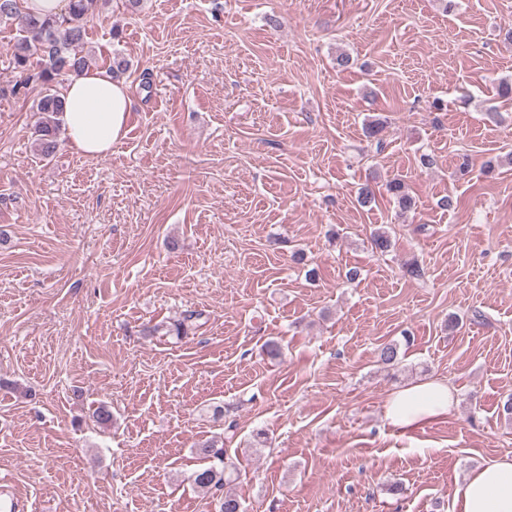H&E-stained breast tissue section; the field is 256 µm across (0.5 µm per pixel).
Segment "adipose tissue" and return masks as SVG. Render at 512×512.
Listing matches in <instances>:
<instances>
[{
    "mask_svg": "<svg viewBox=\"0 0 512 512\" xmlns=\"http://www.w3.org/2000/svg\"><path fill=\"white\" fill-rule=\"evenodd\" d=\"M64 137L69 147L88 158L103 159L126 134L132 99L124 80L108 71L89 70L66 83ZM455 391L439 379L424 380L392 393L387 422L413 432L452 415ZM452 512H512V455L484 461L457 491Z\"/></svg>",
    "mask_w": 512,
    "mask_h": 512,
    "instance_id": "obj_1",
    "label": "adipose tissue"
}]
</instances>
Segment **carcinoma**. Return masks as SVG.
Masks as SVG:
<instances>
[{"instance_id":"carcinoma-1","label":"carcinoma","mask_w":512,"mask_h":512,"mask_svg":"<svg viewBox=\"0 0 512 512\" xmlns=\"http://www.w3.org/2000/svg\"><path fill=\"white\" fill-rule=\"evenodd\" d=\"M95 0H68L66 11L60 15H34L27 13L23 0H0V21H15L19 35L8 50L9 63L18 73L13 93L19 94L32 85L45 88L35 102L38 120L34 126V144L37 154L44 159L53 157L59 147L61 117L64 112L61 93L52 86L65 75L78 76L96 66L95 58L83 52L87 26L93 16ZM40 59L38 69H32V59ZM388 192L405 211L415 202L405 192L399 179L387 183ZM202 317L198 311H186L167 328L173 336H187ZM209 460V466L193 474L194 484L218 502V512H243L240 501L224 490L226 485L227 449L224 441L212 438L197 448Z\"/></svg>"}]
</instances>
